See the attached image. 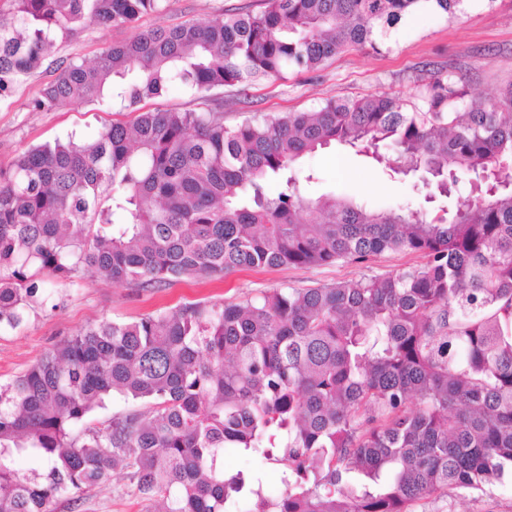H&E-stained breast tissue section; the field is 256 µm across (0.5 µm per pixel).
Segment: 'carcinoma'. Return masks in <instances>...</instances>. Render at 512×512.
<instances>
[{
	"label": "carcinoma",
	"instance_id": "obj_1",
	"mask_svg": "<svg viewBox=\"0 0 512 512\" xmlns=\"http://www.w3.org/2000/svg\"><path fill=\"white\" fill-rule=\"evenodd\" d=\"M0 90L90 22L130 26L166 0H12ZM463 0H265L70 62L34 107L98 102L134 113L57 139L0 170V330L36 307L41 276L83 267L116 285L289 265L426 262L384 277L190 301L71 336L0 385V512H50L119 475L163 512H412L453 489L512 479V84L491 99L431 71L421 105L328 99L235 127L209 92L315 72L423 6ZM194 108L140 111L172 86ZM339 143L433 193L474 175L446 218L300 191L303 156ZM272 178L283 189L267 191ZM114 392L144 404L78 424ZM282 466L283 491L224 469V449ZM44 460L33 477L17 457Z\"/></svg>",
	"mask_w": 512,
	"mask_h": 512
}]
</instances>
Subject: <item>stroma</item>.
Listing matches in <instances>:
<instances>
[{
  "label": "stroma",
  "instance_id": "stroma-1",
  "mask_svg": "<svg viewBox=\"0 0 512 512\" xmlns=\"http://www.w3.org/2000/svg\"><path fill=\"white\" fill-rule=\"evenodd\" d=\"M262 8L263 0H167L162 11L142 16L138 26L204 21L231 10ZM130 34L127 28L87 26L71 40L57 42L32 72L0 93V169H9L30 147L73 132L91 135L115 119L112 109L96 103L36 110L32 101L55 79L60 64L92 60ZM429 70L448 72L487 97L511 84L512 0H464L453 16L424 7L384 31L377 48L350 50L318 71L292 72L283 79L258 83L243 98L232 87L212 90L210 96L223 103L224 122L230 126L256 114L311 111L332 97L385 93L397 97L408 111L419 104L421 75ZM301 167L312 176L301 184L305 196L350 195L376 209L409 206L436 215L467 197L471 189L470 178L463 177L451 197L426 202V188L413 179L390 177L371 157L338 144L305 156ZM423 262L417 253L387 252L363 263L246 270L205 280L180 279L145 290L112 284L87 269L64 281L49 277L40 284L43 306L17 328L0 332V384L26 371L80 329L105 320L136 321L185 301L238 302L273 288H311L387 276ZM51 508L53 512H156L157 505L128 481L118 479L83 493L79 503L63 498ZM414 512H512V484L479 492L454 491L416 503Z\"/></svg>",
  "mask_w": 512,
  "mask_h": 512
}]
</instances>
